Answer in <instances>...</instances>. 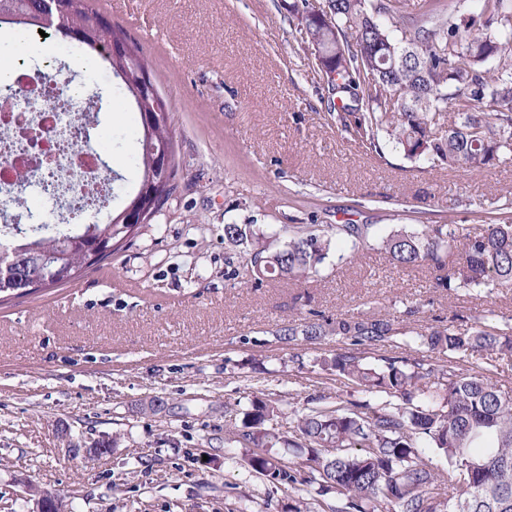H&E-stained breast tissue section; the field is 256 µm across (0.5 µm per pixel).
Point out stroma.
Returning a JSON list of instances; mask_svg holds the SVG:
<instances>
[{
	"mask_svg": "<svg viewBox=\"0 0 512 512\" xmlns=\"http://www.w3.org/2000/svg\"><path fill=\"white\" fill-rule=\"evenodd\" d=\"M150 57L173 110L178 188L155 225L102 267L0 303V512H33L27 488L66 512H288L224 445V406L260 387L286 413L312 392L335 340L285 347L271 331L308 311L370 315L416 303L426 324L454 309L512 316V290L448 294L426 268L379 250L330 257L302 284L230 286L228 224H465L475 203H512V165L431 170L392 144L365 154L327 107L289 0H90ZM89 145L118 172L139 115L112 71ZM106 445L100 457L88 447ZM79 447L78 455L67 446Z\"/></svg>",
	"mask_w": 512,
	"mask_h": 512,
	"instance_id": "stroma-1",
	"label": "stroma"
}]
</instances>
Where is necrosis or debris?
<instances>
[{"instance_id": "1", "label": "necrosis or debris", "mask_w": 512, "mask_h": 512, "mask_svg": "<svg viewBox=\"0 0 512 512\" xmlns=\"http://www.w3.org/2000/svg\"><path fill=\"white\" fill-rule=\"evenodd\" d=\"M34 99L23 107L17 96L0 94V157L19 156L35 166L38 182L50 186L49 200L59 207H82L83 220H90L97 199L111 195L112 188L98 178V153L77 156L71 144L94 125L100 97L68 93L60 69L53 68L36 82Z\"/></svg>"}]
</instances>
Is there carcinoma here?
I'll use <instances>...</instances> for the list:
<instances>
[{
	"mask_svg": "<svg viewBox=\"0 0 512 512\" xmlns=\"http://www.w3.org/2000/svg\"><path fill=\"white\" fill-rule=\"evenodd\" d=\"M481 2L477 20L442 0H424L417 15L408 0H291L288 15L311 44L313 69L336 76L328 109L365 151L383 157V133L411 162L489 172L512 164V0ZM63 4L81 46L103 55L114 75L151 70L136 44L125 63L108 55L105 45L126 33L95 24L100 12L90 0ZM17 8L29 15L26 25L43 28L36 0H0L1 10ZM382 17L394 20L392 27ZM168 122L161 130L170 159L160 192L166 201L178 170ZM507 209L497 207L474 231L464 224H395L385 233L374 224H226L224 278L235 285L307 281L340 244L355 255L374 241L391 265L425 266L435 287L450 294L511 289L512 221L500 215ZM92 226L114 253L144 228ZM92 226L69 211L54 230L70 238ZM44 229L35 226L25 240L0 229V249L30 244ZM418 312L414 305L378 316L313 310L272 332L286 346L336 340V353L314 359L312 367L367 396L331 398L316 390L286 427L280 400L267 393L240 423L227 420L224 447L241 449L252 471L293 502L289 512H512V390L482 370L454 366L485 354L512 356V318L493 310L455 313L446 326L414 331L407 322ZM402 346L414 355L366 360ZM425 352L445 356L447 364L431 363ZM426 448L445 457V471L434 469Z\"/></svg>",
	"mask_w": 512,
	"mask_h": 512,
	"instance_id": "1",
	"label": "carcinoma"
}]
</instances>
